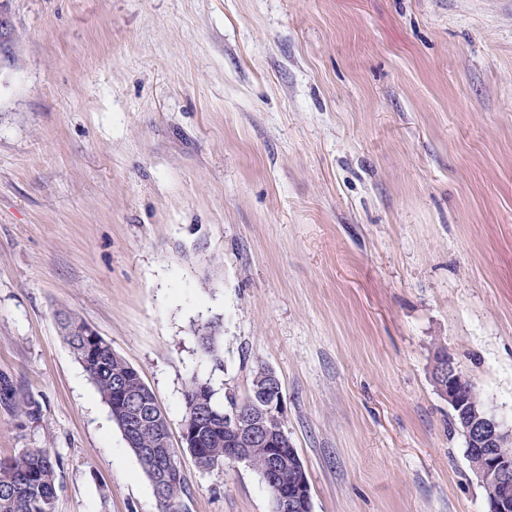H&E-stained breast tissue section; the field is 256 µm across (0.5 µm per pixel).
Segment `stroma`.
Returning <instances> with one entry per match:
<instances>
[{
    "label": "stroma",
    "instance_id": "1",
    "mask_svg": "<svg viewBox=\"0 0 512 512\" xmlns=\"http://www.w3.org/2000/svg\"><path fill=\"white\" fill-rule=\"evenodd\" d=\"M181 436L272 368L311 512H487L431 367L512 431V0H0V459L55 512H157L56 324ZM217 326V359L196 332ZM181 512H274L182 454ZM56 321L75 358L108 406L112 420L113 416L115 417V413H112V404L114 410V390L117 387H122L131 400H138L139 407L140 403H143L142 399H145L144 408L151 403L152 406L155 405L152 390L142 381L138 371L112 348L111 342L99 336L97 332H92L91 328L73 312H57ZM84 331L92 336H83ZM116 402L115 405L125 415L122 420L125 431L131 427L142 429L153 426L161 435V442L164 445L169 442V429L165 430L161 424V420L167 421L165 416L155 420L156 413H149L133 406L132 402L124 397L120 388L116 390ZM58 462L48 448L0 460V512H53Z\"/></svg>",
    "mask_w": 512,
    "mask_h": 512
}]
</instances>
